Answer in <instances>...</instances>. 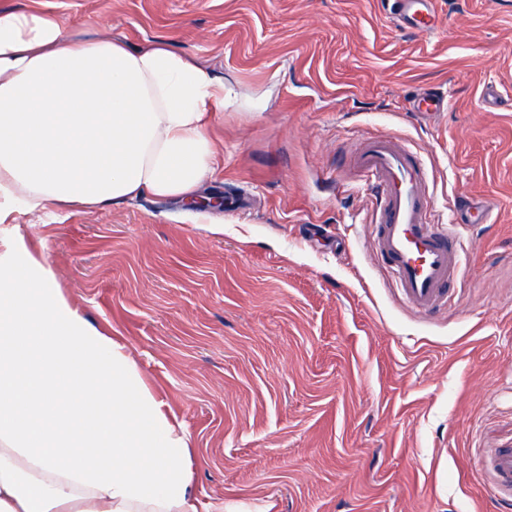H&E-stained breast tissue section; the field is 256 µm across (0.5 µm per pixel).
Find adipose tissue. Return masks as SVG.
<instances>
[{
	"instance_id": "obj_1",
	"label": "adipose tissue",
	"mask_w": 512,
	"mask_h": 512,
	"mask_svg": "<svg viewBox=\"0 0 512 512\" xmlns=\"http://www.w3.org/2000/svg\"><path fill=\"white\" fill-rule=\"evenodd\" d=\"M230 91L163 43L76 39L0 10V223L202 190ZM0 512H224L193 491L189 437L126 346L94 327L44 260L0 232Z\"/></svg>"
}]
</instances>
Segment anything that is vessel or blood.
I'll return each instance as SVG.
<instances>
[{
	"mask_svg": "<svg viewBox=\"0 0 512 512\" xmlns=\"http://www.w3.org/2000/svg\"><path fill=\"white\" fill-rule=\"evenodd\" d=\"M390 14L397 24L427 34L438 24L431 0H391ZM349 166L374 189L372 246L402 299L423 314L448 304L459 251L455 235L432 220L420 156L393 137L376 136L359 145ZM479 470L492 498L512 500V445L483 456Z\"/></svg>",
	"mask_w": 512,
	"mask_h": 512,
	"instance_id": "b4317fda",
	"label": "vessel or blood"
}]
</instances>
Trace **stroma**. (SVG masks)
I'll return each instance as SVG.
<instances>
[{
	"mask_svg": "<svg viewBox=\"0 0 512 512\" xmlns=\"http://www.w3.org/2000/svg\"><path fill=\"white\" fill-rule=\"evenodd\" d=\"M162 42L223 79L220 152L197 210L144 195L86 214L19 212L96 327L183 423L195 494L226 512H503L477 472L512 445V0H434L431 34L387 0H0ZM424 88L446 110L419 118ZM389 133L426 163L438 223L460 230L446 308L405 304L374 256L370 185L347 155ZM223 225L220 234L211 225Z\"/></svg>",
	"mask_w": 512,
	"mask_h": 512,
	"instance_id": "stroma-1",
	"label": "stroma"
}]
</instances>
